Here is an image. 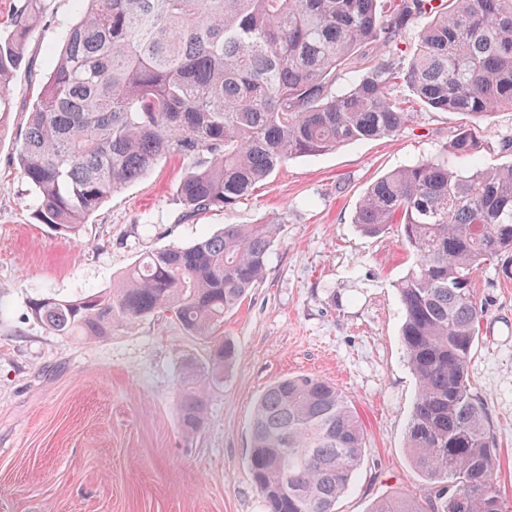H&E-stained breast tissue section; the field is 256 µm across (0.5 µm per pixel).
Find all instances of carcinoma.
Segmentation results:
<instances>
[{
  "mask_svg": "<svg viewBox=\"0 0 512 512\" xmlns=\"http://www.w3.org/2000/svg\"><path fill=\"white\" fill-rule=\"evenodd\" d=\"M78 2L17 152L37 217L72 239L166 156L189 161L177 196L195 213L234 207L292 158L395 136L413 119L391 96L401 82L424 108L469 116L442 155L375 181L353 216L367 235L400 226L414 258L397 284L416 381L406 448L436 488L425 503L397 493L369 512H506L497 437L469 365L481 317L474 277L492 261L512 276V164L477 162L482 120L512 109V0ZM44 10L45 0H23L0 32V112ZM352 59L361 74L338 91L332 78ZM277 231L227 224L147 254L93 296L35 298L31 314L54 334L100 339L167 312L209 340V365L186 368L179 393L181 429L193 436L208 386L237 356L216 332L263 280ZM364 450L351 401L318 377L278 380L256 402L248 463L267 512H335Z\"/></svg>",
  "mask_w": 512,
  "mask_h": 512,
  "instance_id": "obj_1",
  "label": "carcinoma"
}]
</instances>
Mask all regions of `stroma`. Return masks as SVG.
I'll list each match as a JSON object with an SVG mask.
<instances>
[{"label":"stroma","instance_id":"1","mask_svg":"<svg viewBox=\"0 0 512 512\" xmlns=\"http://www.w3.org/2000/svg\"><path fill=\"white\" fill-rule=\"evenodd\" d=\"M26 67L0 114V512H267L248 465L252 409L265 388L314 375L349 397L366 451L336 512H369L387 495L435 494L405 447L415 378L400 341L396 283L411 265L396 227L369 236L352 217L372 182L439 154L466 121L416 109L400 134L294 158L234 208L184 216L176 189L186 161L170 157L105 202L79 239L36 217L17 148L42 76L58 55L74 0H47ZM483 166L512 163V110L484 122ZM280 230L264 280L219 329L237 357L208 391L201 432L185 437L177 410L184 364L204 369L209 344L170 314L114 327L107 339L59 336L37 322L33 298L89 296L150 251L188 246L227 224ZM469 374L498 437V483L512 510V279L486 265Z\"/></svg>","mask_w":512,"mask_h":512}]
</instances>
